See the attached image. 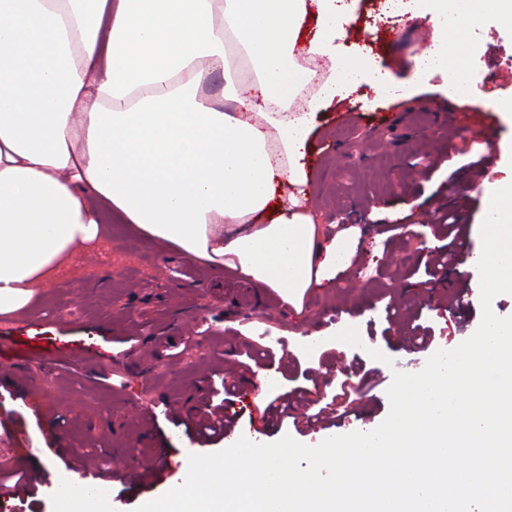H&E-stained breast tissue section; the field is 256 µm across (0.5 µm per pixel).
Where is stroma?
I'll list each match as a JSON object with an SVG mask.
<instances>
[{
    "label": "stroma",
    "instance_id": "stroma-1",
    "mask_svg": "<svg viewBox=\"0 0 512 512\" xmlns=\"http://www.w3.org/2000/svg\"><path fill=\"white\" fill-rule=\"evenodd\" d=\"M350 2L357 36L339 40L340 54L362 52L395 79H409L413 57L434 45L430 17L411 18L396 41L392 26L369 23L370 0ZM511 62L512 24L489 14L470 26L464 57L480 102L449 106L448 76L438 72L410 99L382 101L362 83L317 113L305 157V209L323 237L346 228L355 234L361 274L339 272L330 286L307 289L299 305L268 289L265 309L244 308L240 300L254 282L190 261L105 215L108 258L84 254L38 290L25 316H0V465L30 477L27 491L0 502V512H57L59 488L90 477L76 456L101 449L108 455L104 476L114 482L105 512H134L185 479L190 455L221 451L240 436L259 444L289 436L315 446L378 427L389 414L395 372H420L431 351L458 347L481 323L480 293L454 306L468 286V265L430 277L418 264L444 245L433 218L448 205L466 228L459 254L481 256L486 192L473 185L467 150L480 144L491 153L495 180L512 179V122L496 113L478 122L485 101L512 102L505 75ZM389 211L400 213L410 233L375 234ZM347 323L355 333L344 339ZM416 324L433 328L430 350L405 341ZM21 349L29 352L22 369L28 382L16 388L6 383L15 373L6 357ZM255 349L265 357L237 376L227 433L199 440L197 407L225 370ZM59 351L63 359L46 366L43 354ZM363 370L375 386L347 415L311 428L261 416L268 401L294 389L304 390L305 411L318 412L341 380ZM262 372L276 375V385L261 388ZM40 448L52 449L50 468L37 466ZM128 463L154 468L157 480L116 478Z\"/></svg>",
    "mask_w": 512,
    "mask_h": 512
}]
</instances>
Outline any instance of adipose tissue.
Returning <instances> with one entry per match:
<instances>
[{
  "label": "adipose tissue",
  "mask_w": 512,
  "mask_h": 512,
  "mask_svg": "<svg viewBox=\"0 0 512 512\" xmlns=\"http://www.w3.org/2000/svg\"><path fill=\"white\" fill-rule=\"evenodd\" d=\"M310 1L306 53L332 55L351 21L344 0H0L1 316H24L38 289L110 236L103 204L149 240L289 301L347 267L351 238L323 242L294 193L308 182L314 114L363 82L409 98L438 71L448 99L470 104L467 26L490 11L512 20V0H398L432 16L439 37L411 79L364 57L335 63L294 110L315 77L295 56ZM219 68L236 111L203 93Z\"/></svg>",
  "instance_id": "ef3b65f1"
}]
</instances>
